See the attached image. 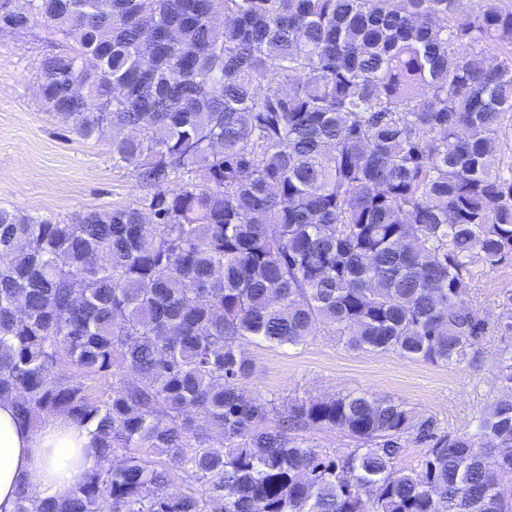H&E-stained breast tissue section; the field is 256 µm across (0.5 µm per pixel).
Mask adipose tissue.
Returning <instances> with one entry per match:
<instances>
[{"label": "adipose tissue", "mask_w": 512, "mask_h": 512, "mask_svg": "<svg viewBox=\"0 0 512 512\" xmlns=\"http://www.w3.org/2000/svg\"><path fill=\"white\" fill-rule=\"evenodd\" d=\"M95 460L89 428L64 415L22 423L15 405L0 400V512H14L20 491L36 500L71 495Z\"/></svg>", "instance_id": "adipose-tissue-1"}]
</instances>
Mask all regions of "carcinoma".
Returning a JSON list of instances; mask_svg holds the SVG:
<instances>
[{
	"mask_svg": "<svg viewBox=\"0 0 512 512\" xmlns=\"http://www.w3.org/2000/svg\"><path fill=\"white\" fill-rule=\"evenodd\" d=\"M39 21L67 46L41 110L112 131L143 194L0 207V399L99 443L70 497L15 512H512V363L473 436L367 391L244 388L247 340L478 361L473 265L512 259V4L0 0L5 33ZM324 428L359 446L296 438Z\"/></svg>",
	"mask_w": 512,
	"mask_h": 512,
	"instance_id": "obj_1",
	"label": "carcinoma"
}]
</instances>
